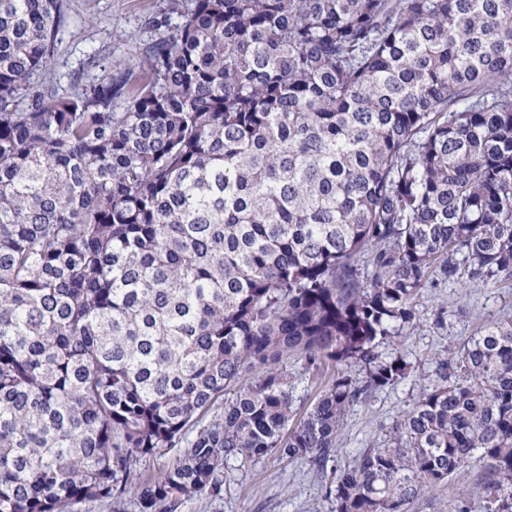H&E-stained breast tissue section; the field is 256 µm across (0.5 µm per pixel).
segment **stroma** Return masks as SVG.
Wrapping results in <instances>:
<instances>
[{
  "label": "stroma",
  "instance_id": "35a3bbf8",
  "mask_svg": "<svg viewBox=\"0 0 512 512\" xmlns=\"http://www.w3.org/2000/svg\"><path fill=\"white\" fill-rule=\"evenodd\" d=\"M65 24L53 65L61 84L73 77L96 81L110 62L141 64L145 44L154 34L150 19L168 0H63ZM512 317V280L493 286L477 282L436 281L416 299L415 319L401 336L382 346L383 356L401 355L413 365L411 375L354 405L339 441L337 464L353 465L364 449L382 437L383 428L411 408L432 381V355L461 346L490 322ZM482 465L471 458L448 485L422 495L410 512H449L451 503L477 481ZM326 480L302 459L272 458L260 464H232L224 473L221 496H197L178 512H330Z\"/></svg>",
  "mask_w": 512,
  "mask_h": 512
}]
</instances>
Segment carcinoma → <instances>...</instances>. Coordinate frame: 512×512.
Listing matches in <instances>:
<instances>
[{"mask_svg":"<svg viewBox=\"0 0 512 512\" xmlns=\"http://www.w3.org/2000/svg\"><path fill=\"white\" fill-rule=\"evenodd\" d=\"M63 24L0 0V512H175L299 457L332 512H409L475 453L512 512V319L336 466L420 290L512 279V0H168L142 74L67 88ZM290 356L334 365L303 411Z\"/></svg>","mask_w":512,"mask_h":512,"instance_id":"carcinoma-1","label":"carcinoma"}]
</instances>
